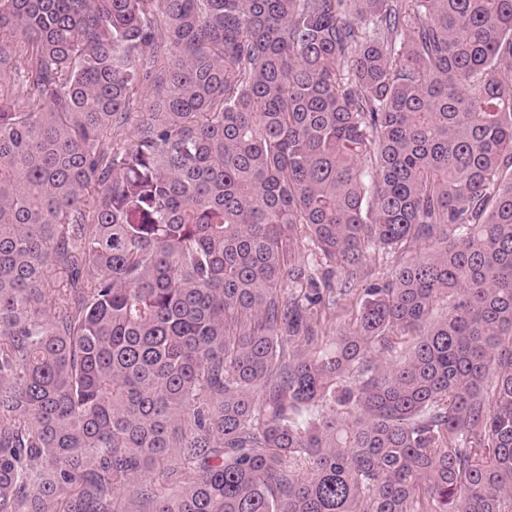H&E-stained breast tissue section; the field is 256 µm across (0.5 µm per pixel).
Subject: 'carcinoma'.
Listing matches in <instances>:
<instances>
[{"instance_id": "cac0c4a2", "label": "carcinoma", "mask_w": 512, "mask_h": 512, "mask_svg": "<svg viewBox=\"0 0 512 512\" xmlns=\"http://www.w3.org/2000/svg\"><path fill=\"white\" fill-rule=\"evenodd\" d=\"M503 67L512 0H0V512H512ZM396 261V258L391 254L385 255L381 254V252L375 253L374 251H370L366 254V260L364 262L367 272L369 273V277L366 280L359 277L355 279L353 288H357V290H353L350 295L351 300L353 297V305L348 309L350 312L355 311L354 302L361 289L366 288V286L372 282L381 283L382 281L388 280L392 270L394 269ZM350 297L348 298L350 299Z\"/></svg>"}]
</instances>
